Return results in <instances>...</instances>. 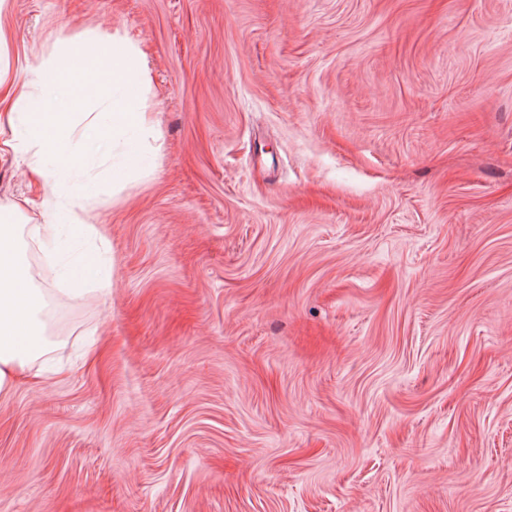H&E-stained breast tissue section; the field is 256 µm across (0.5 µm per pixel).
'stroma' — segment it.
I'll list each match as a JSON object with an SVG mask.
<instances>
[{
  "mask_svg": "<svg viewBox=\"0 0 512 512\" xmlns=\"http://www.w3.org/2000/svg\"><path fill=\"white\" fill-rule=\"evenodd\" d=\"M13 76L117 30L107 294L0 397V512H512V0H8ZM45 190L0 154V209ZM25 72L50 73L55 80L68 73L93 77L79 87V94L108 101L112 150L120 148L133 166L145 161L142 142L155 135L151 112L143 101V89L150 79L141 50L119 31L74 40L60 59L27 66Z\"/></svg>",
  "mask_w": 512,
  "mask_h": 512,
  "instance_id": "35a3bbf8",
  "label": "stroma"
}]
</instances>
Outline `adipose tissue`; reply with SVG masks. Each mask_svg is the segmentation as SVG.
I'll return each mask as SVG.
<instances>
[{"label": "adipose tissue", "instance_id": "1", "mask_svg": "<svg viewBox=\"0 0 512 512\" xmlns=\"http://www.w3.org/2000/svg\"><path fill=\"white\" fill-rule=\"evenodd\" d=\"M27 71V77L12 81L0 77V131L10 132L9 137L0 138V151L29 156L31 172L46 182L45 219L34 230L37 238L57 243L60 228L68 225L85 240H94L97 232L88 222L92 190L73 193L67 203H60V193L50 181L51 171L45 167L49 158L60 171L79 166L81 155L70 144L71 115L44 111L31 78L45 73L57 80L69 73L87 76L80 96L108 101L112 144L135 166L145 159L143 141L155 135L143 101L149 74L142 52L115 31L73 41L60 59L28 66ZM48 277L53 281L71 279L82 293L104 294L110 286L109 277L92 254L74 265L49 264ZM47 300V290L34 283L24 261L19 225L14 224L12 213L0 212V395L10 392L23 376L45 381L54 376L42 362L49 351L41 318Z\"/></svg>", "mask_w": 512, "mask_h": 512}]
</instances>
